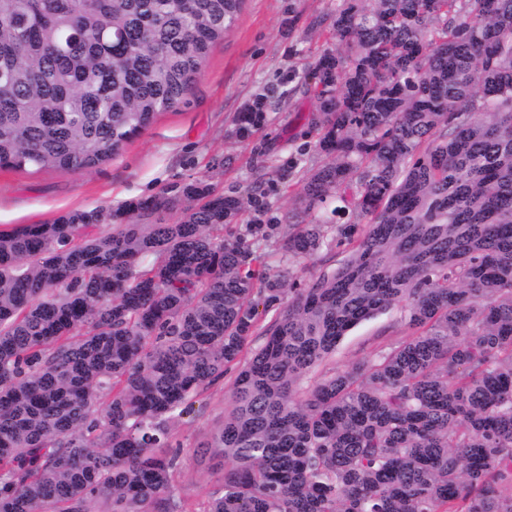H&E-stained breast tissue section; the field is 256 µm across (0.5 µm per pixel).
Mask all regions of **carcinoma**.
I'll list each match as a JSON object with an SVG mask.
<instances>
[{
    "label": "carcinoma",
    "instance_id": "cac0c4a2",
    "mask_svg": "<svg viewBox=\"0 0 512 512\" xmlns=\"http://www.w3.org/2000/svg\"><path fill=\"white\" fill-rule=\"evenodd\" d=\"M245 0H0V168H91L185 103ZM289 271L202 181L0 231V512H187L167 422L236 370L205 512H512V0H336ZM236 118L261 127L272 99ZM182 215H169L178 204ZM102 224L109 233H97ZM409 340L302 388L359 322ZM344 256L345 253H342V248L334 247L332 251L323 249L313 261H301L299 263L290 264L289 277L281 287L285 288L282 295L283 301L288 299V288H301L312 277L324 271L333 270L339 265Z\"/></svg>",
    "mask_w": 512,
    "mask_h": 512
}]
</instances>
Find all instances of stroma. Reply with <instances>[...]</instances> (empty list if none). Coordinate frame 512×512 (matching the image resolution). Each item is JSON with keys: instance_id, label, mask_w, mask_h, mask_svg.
<instances>
[{"instance_id": "obj_1", "label": "stroma", "mask_w": 512, "mask_h": 512, "mask_svg": "<svg viewBox=\"0 0 512 512\" xmlns=\"http://www.w3.org/2000/svg\"><path fill=\"white\" fill-rule=\"evenodd\" d=\"M335 6L336 0H245L233 28L211 48L186 104L158 115L111 161L68 171L0 169V230L49 223L70 210L117 209L176 182L205 180L223 193L250 191L263 203V212L247 210L232 228L260 246L269 266L289 267L286 287H302L336 268L341 249L290 265L275 244L288 230L286 213L296 206L293 184L319 163L307 123L315 101L305 94L303 77L329 39ZM267 87L291 90L288 103L270 112L250 137H236V117ZM408 335L402 306H392L351 328L312 377L375 358ZM233 379L225 374L201 392L171 431L179 456L174 494L192 512H204L222 485L223 469L209 460L202 444L224 417Z\"/></svg>"}]
</instances>
